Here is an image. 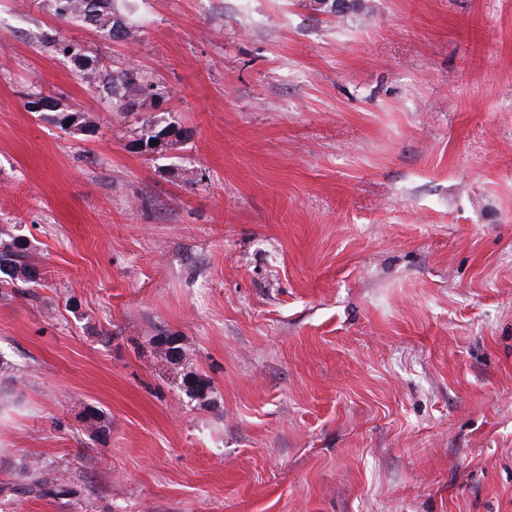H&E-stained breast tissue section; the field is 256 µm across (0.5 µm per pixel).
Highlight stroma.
<instances>
[{"label": "stroma", "mask_w": 512, "mask_h": 512, "mask_svg": "<svg viewBox=\"0 0 512 512\" xmlns=\"http://www.w3.org/2000/svg\"><path fill=\"white\" fill-rule=\"evenodd\" d=\"M115 7L122 42L0 0V229L42 274L0 293V512H512V0ZM150 120L188 136L137 153ZM47 44L63 59L67 57L68 50L80 55L79 63L73 65L81 83L110 108L123 111L143 108L145 103L155 95L164 98L166 92L160 85L149 81L135 71L126 69L114 71L110 65L104 64L96 56L86 54L81 47L71 43L64 37H54ZM81 52V53H80ZM30 97H38V98H45V99H30L27 104V111L28 112H40L39 117L49 123L54 124L55 126H58L61 129L72 128H83L84 123V116L82 112L78 111H67L63 112L60 110V112H43L47 110H51L54 108L55 103L52 100L53 96L51 95H44L42 93L34 94ZM52 99H49V98ZM67 119H71L72 123L71 125H67ZM22 469L29 480L27 487L29 493L63 496L70 494L72 491L66 482L56 477V475L44 472L37 463H26Z\"/></svg>", "instance_id": "obj_1"}]
</instances>
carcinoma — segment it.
Returning a JSON list of instances; mask_svg holds the SVG:
<instances>
[{
  "label": "carcinoma",
  "instance_id": "carcinoma-1",
  "mask_svg": "<svg viewBox=\"0 0 512 512\" xmlns=\"http://www.w3.org/2000/svg\"><path fill=\"white\" fill-rule=\"evenodd\" d=\"M55 12L60 18L79 21L94 29L101 36L112 42L124 41L131 35L128 22L114 8L113 0H54ZM49 47L67 58L68 51L80 55L79 63L75 64L77 76L81 83L109 107L123 111L144 107L145 103L155 95L163 98L166 95L160 85L149 81L133 69L115 71L104 64L96 56L82 52V48L63 37H54L48 41ZM39 117L61 129L71 125L81 128L84 123L83 113L78 111L41 112ZM72 123H67V120ZM176 134L173 125L168 123L160 126L150 124L142 129L138 139L139 149L146 152L156 150L150 142L165 143L167 137ZM30 245L21 236H8L0 239V288H7L18 282L36 284L41 279L38 266L30 260ZM157 344L172 363L179 362L186 354V348L179 336H161ZM189 394L204 398L212 391L211 383L194 375L186 378ZM23 473L29 480L27 490L38 495L63 496L71 493V487L58 477L45 472L36 463L23 465Z\"/></svg>",
  "mask_w": 512,
  "mask_h": 512
}]
</instances>
